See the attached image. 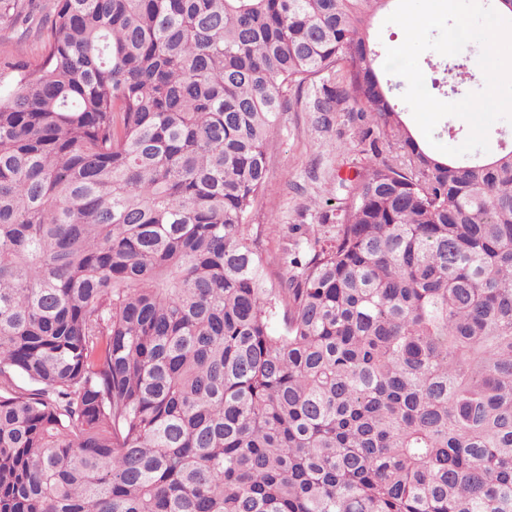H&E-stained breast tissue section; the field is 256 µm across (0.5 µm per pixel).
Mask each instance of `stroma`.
Instances as JSON below:
<instances>
[{
    "mask_svg": "<svg viewBox=\"0 0 512 512\" xmlns=\"http://www.w3.org/2000/svg\"><path fill=\"white\" fill-rule=\"evenodd\" d=\"M54 0H23L26 17L16 27H0V57L24 50L36 55L42 46ZM314 93L289 89L288 110L268 144V177L248 222L269 257L270 279H277L282 249L299 226L321 228L326 200L344 198L341 178L353 174L356 165L386 153L363 150L360 132L368 118L343 109L322 118L312 109Z\"/></svg>",
    "mask_w": 512,
    "mask_h": 512,
    "instance_id": "stroma-1",
    "label": "stroma"
}]
</instances>
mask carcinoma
I'll list each match as a JSON object with an SVG mask.
<instances>
[{
    "instance_id": "obj_1",
    "label": "carcinoma",
    "mask_w": 512,
    "mask_h": 512,
    "mask_svg": "<svg viewBox=\"0 0 512 512\" xmlns=\"http://www.w3.org/2000/svg\"><path fill=\"white\" fill-rule=\"evenodd\" d=\"M390 2L56 0L0 59V512H512V148L417 141ZM319 77L391 158L274 283L247 217ZM397 5V0L393 2V8L389 11H385L381 13L378 17L377 22L374 26L369 30V38L370 40H374L379 42L384 46V53L381 59L382 68L383 63L386 56V48L387 47H397L404 40V33L402 29L395 24L384 25V20L386 17L393 12ZM384 69V68H383ZM387 75L392 80V82L397 85V90H396L397 96H398L401 104L405 107V111L403 114V119L405 120V123L415 133V135L417 137L423 139L426 142L429 149L432 150L433 152H435L439 155H442L445 157H451V158H462V157H466L469 155H473L475 152H480V155L484 156V155H489V154H493V153L500 151L501 148L504 147L505 144H507L508 146H510L512 144V123H509L507 121H498L491 127V129L489 131V136H488L489 150L487 152L475 151V152H472L465 156L454 157V156H450V155H447V154L437 151L428 143V141L424 137L423 133L421 132L420 128L416 124L409 106L401 99V95L405 92V90L407 88V82L405 81V79H403L400 76L391 75L388 73H387Z\"/></svg>"
}]
</instances>
